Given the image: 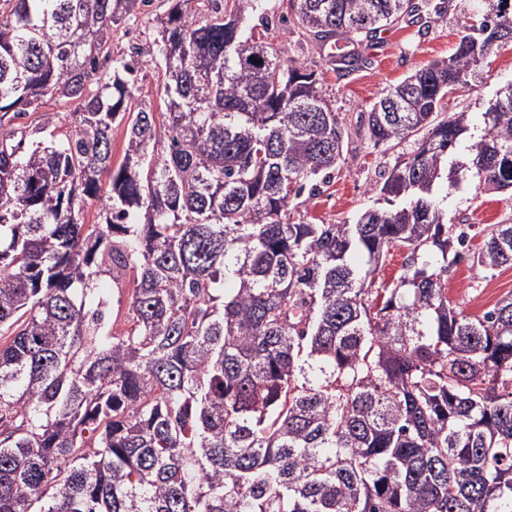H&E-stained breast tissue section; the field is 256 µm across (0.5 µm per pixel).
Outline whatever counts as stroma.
<instances>
[{"instance_id":"stroma-1","label":"stroma","mask_w":512,"mask_h":512,"mask_svg":"<svg viewBox=\"0 0 512 512\" xmlns=\"http://www.w3.org/2000/svg\"><path fill=\"white\" fill-rule=\"evenodd\" d=\"M169 5L170 0H150L129 22L114 28L113 56L125 55L131 45L148 46L158 39ZM477 7V0H451L447 14L431 18L426 25L402 23L381 30L378 38L358 46L367 60L365 67L344 77L334 71L326 49L289 22L288 0H261L259 14L243 20L245 34L283 50L285 59L318 69L326 98L347 133L342 161L330 182L322 184L319 193L300 211L292 213V220L340 224L361 210L378 206L372 185L393 166L401 152L411 151L412 145H374L365 133L367 114L385 87L401 82L434 60L452 55L461 35L476 23ZM510 81L512 41L496 45L470 77L466 92L442 101L440 112L445 117L456 112L470 113V133L480 136L481 112L494 92ZM447 208L449 223L473 226L476 235L470 246L475 249L481 247L492 225L512 224V191H483L466 184L449 196ZM511 294L512 267L487 271L463 261L448 273V297L469 316L482 315Z\"/></svg>"}]
</instances>
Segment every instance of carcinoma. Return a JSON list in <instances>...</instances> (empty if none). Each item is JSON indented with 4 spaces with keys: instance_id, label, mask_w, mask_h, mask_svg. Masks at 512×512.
<instances>
[{
    "instance_id": "1",
    "label": "carcinoma",
    "mask_w": 512,
    "mask_h": 512,
    "mask_svg": "<svg viewBox=\"0 0 512 512\" xmlns=\"http://www.w3.org/2000/svg\"><path fill=\"white\" fill-rule=\"evenodd\" d=\"M188 2L114 59L112 29L150 0H0V512H512V296L470 317L447 288L466 258L511 267L512 224L472 255L444 207L466 182L512 191V99L463 154L469 113L439 118L512 0L380 94L369 138L414 147L372 187L387 207L344 224L290 220L343 156L318 71L242 35L259 0ZM288 9L352 45L448 0ZM148 63L160 113L138 101ZM53 97L75 104L65 134L49 112L14 125ZM102 277L133 282L125 332ZM404 257L405 253L403 251H392L376 276L374 287L378 288L380 283L383 285L390 283L394 277H397L401 271Z\"/></svg>"
}]
</instances>
